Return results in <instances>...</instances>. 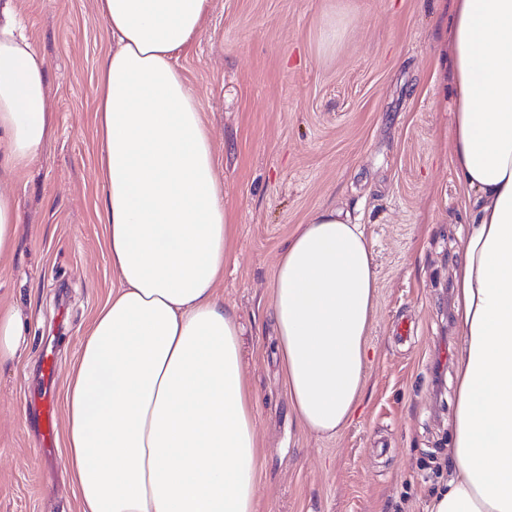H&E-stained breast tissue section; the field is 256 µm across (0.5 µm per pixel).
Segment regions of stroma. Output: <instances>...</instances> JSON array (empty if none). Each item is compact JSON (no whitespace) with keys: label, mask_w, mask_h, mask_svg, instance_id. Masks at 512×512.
Instances as JSON below:
<instances>
[{"label":"stroma","mask_w":512,"mask_h":512,"mask_svg":"<svg viewBox=\"0 0 512 512\" xmlns=\"http://www.w3.org/2000/svg\"><path fill=\"white\" fill-rule=\"evenodd\" d=\"M50 75V138L0 175L19 211L0 308L26 346L0 367V512H80L62 441L31 421L54 346L56 429L85 330L118 280L97 204V68L111 46L96 0H18ZM450 0H211L179 68L197 98L235 224L219 295L243 326L257 397L258 512H427L448 481L461 347L452 272L468 226L450 157ZM341 27L335 45L323 29ZM365 225L376 266L366 388L351 422L298 427L267 302L288 238L319 206Z\"/></svg>","instance_id":"1"}]
</instances>
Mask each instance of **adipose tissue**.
<instances>
[{
  "instance_id": "ef3b65f1",
  "label": "adipose tissue",
  "mask_w": 512,
  "mask_h": 512,
  "mask_svg": "<svg viewBox=\"0 0 512 512\" xmlns=\"http://www.w3.org/2000/svg\"><path fill=\"white\" fill-rule=\"evenodd\" d=\"M209 0H96L97 217L119 286L69 375L64 448L81 512H257L256 397L242 326L217 296L235 233L213 143L178 68ZM450 153L472 218L455 268L463 345L448 457L429 512H512V0H452ZM48 78L0 0V167L51 132ZM376 272L363 225L333 206L289 238L270 309L288 401L328 437L362 394Z\"/></svg>"
}]
</instances>
